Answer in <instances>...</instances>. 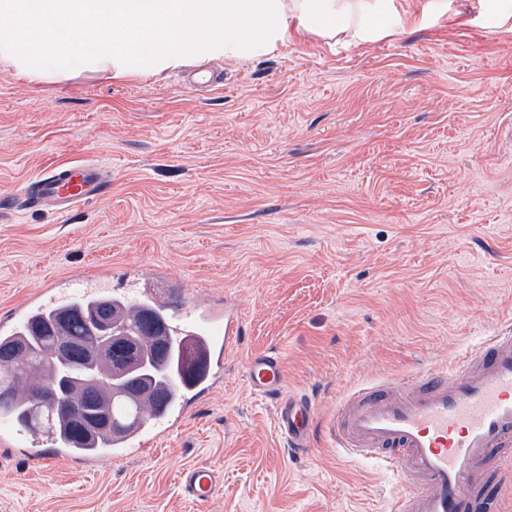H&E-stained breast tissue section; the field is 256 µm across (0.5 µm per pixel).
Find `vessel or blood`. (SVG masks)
Listing matches in <instances>:
<instances>
[{
    "mask_svg": "<svg viewBox=\"0 0 512 512\" xmlns=\"http://www.w3.org/2000/svg\"><path fill=\"white\" fill-rule=\"evenodd\" d=\"M111 190L105 166L85 161L49 168L25 185L21 197L26 206L65 215ZM92 294L80 278L60 290L45 289L0 320V335H17L35 315L60 311ZM119 298L124 311L147 307L162 313L169 342L195 367L172 406L148 410L147 429L113 437L119 455L128 457L184 425L190 402L205 399L222 378L224 356L243 332V317L234 299H225L222 309L200 311L183 295L150 285L126 289ZM245 380L253 395L274 400L276 427L289 447L310 450L321 431L336 450L393 469L409 487L396 499L394 512H474L484 469L500 485L512 484L511 328L488 336L448 367L356 388L323 422L313 398L286 393L284 362L277 352L251 355ZM180 483L189 501L203 505L222 478L214 466L198 463L181 471Z\"/></svg>",
    "mask_w": 512,
    "mask_h": 512,
    "instance_id": "1",
    "label": "vessel or blood"
}]
</instances>
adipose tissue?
I'll return each instance as SVG.
<instances>
[{
  "instance_id": "ef3b65f1",
  "label": "adipose tissue",
  "mask_w": 512,
  "mask_h": 512,
  "mask_svg": "<svg viewBox=\"0 0 512 512\" xmlns=\"http://www.w3.org/2000/svg\"><path fill=\"white\" fill-rule=\"evenodd\" d=\"M402 25L396 0H0V62L29 79L123 82L263 57L297 36L372 42Z\"/></svg>"
}]
</instances>
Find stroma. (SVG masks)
<instances>
[{"label": "stroma", "instance_id": "obj_1", "mask_svg": "<svg viewBox=\"0 0 512 512\" xmlns=\"http://www.w3.org/2000/svg\"><path fill=\"white\" fill-rule=\"evenodd\" d=\"M447 2L404 0L393 38L219 62L218 90L182 68L115 83L0 66V318L56 279L159 269L199 303L235 299L245 331L184 427L139 456L38 467L0 445V512H392L394 472L321 440L286 448L245 364L281 354L288 392L326 419L358 386L512 327V17ZM87 160L110 195L65 216L7 205ZM200 462L224 474L202 507L179 485Z\"/></svg>", "mask_w": 512, "mask_h": 512}]
</instances>
